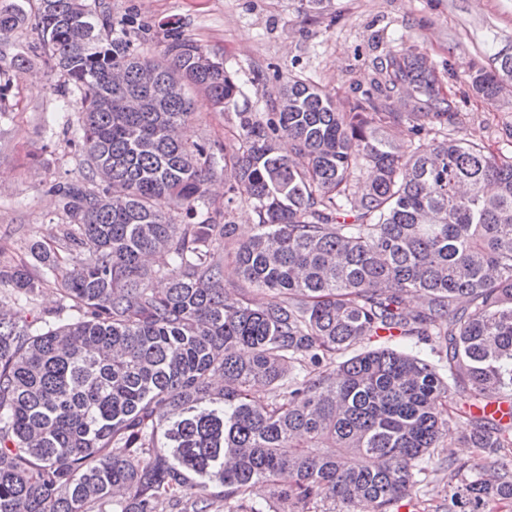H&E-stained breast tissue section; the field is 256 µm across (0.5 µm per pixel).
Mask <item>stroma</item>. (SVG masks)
Masks as SVG:
<instances>
[{
    "label": "stroma",
    "mask_w": 512,
    "mask_h": 512,
    "mask_svg": "<svg viewBox=\"0 0 512 512\" xmlns=\"http://www.w3.org/2000/svg\"><path fill=\"white\" fill-rule=\"evenodd\" d=\"M116 28L136 52L159 55L170 30L223 58L241 87L234 109L267 112L288 79H308L344 103L378 77L391 48L414 44L442 74L458 122L454 137L512 157V96L491 103L471 89L470 76L512 53V0H331L321 13L305 0H104ZM23 65H13L16 55ZM0 65L11 81L0 113V266L34 264L33 242L53 245L67 223L53 184L86 176L85 155L63 131L75 112L58 92L63 79L31 28L0 36ZM189 141L233 142L224 115L198 101L184 128Z\"/></svg>",
    "instance_id": "obj_1"
}]
</instances>
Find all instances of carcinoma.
<instances>
[{
    "mask_svg": "<svg viewBox=\"0 0 512 512\" xmlns=\"http://www.w3.org/2000/svg\"><path fill=\"white\" fill-rule=\"evenodd\" d=\"M34 20L89 176L52 186L69 223L56 248L31 246L43 276L0 268L25 303L54 279L67 312L0 303V512H262L260 484L282 512H429L433 463L455 486L434 512H512V421L485 412L512 402V159L448 136L458 113L427 53L387 51L352 103L293 78L275 111L233 113L218 211L215 154L178 130L193 95L222 111L242 94L224 62L178 32L140 56L85 0H38ZM26 21L0 6V35ZM471 84L497 100L512 54ZM396 126L408 141L386 135ZM241 204L256 216L246 240ZM379 336L392 344L364 347ZM453 416L472 463L438 457Z\"/></svg>",
    "mask_w": 512,
    "mask_h": 512,
    "instance_id": "carcinoma-1",
    "label": "carcinoma"
}]
</instances>
